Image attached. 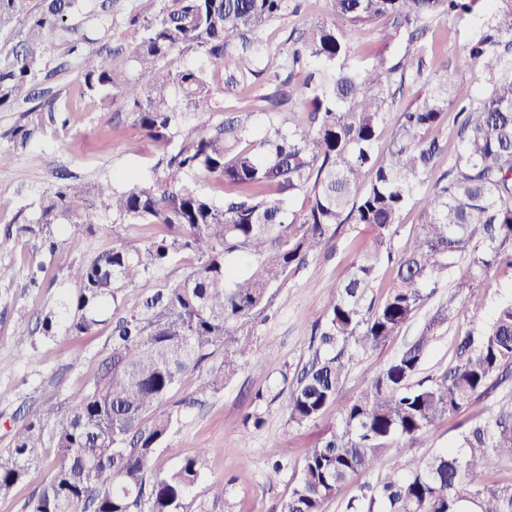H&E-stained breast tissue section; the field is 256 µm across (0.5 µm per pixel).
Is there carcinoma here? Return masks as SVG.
Wrapping results in <instances>:
<instances>
[{
    "label": "carcinoma",
    "instance_id": "obj_1",
    "mask_svg": "<svg viewBox=\"0 0 512 512\" xmlns=\"http://www.w3.org/2000/svg\"><path fill=\"white\" fill-rule=\"evenodd\" d=\"M88 0H0V35L13 41L0 55V112L57 113L53 96L42 103L37 86L50 73L53 42L83 61L81 94L120 102L157 144L148 177L116 185L79 179L54 186L32 203L36 217L18 210L16 232L42 240L54 252V227L161 224L168 233L143 247L113 243L88 265L70 267L64 332L80 337L97 314L118 303L122 290L175 258L197 264L177 284L155 291L141 312L112 330L111 348L89 391L69 403H43L21 416L0 448V496L8 495L46 462L51 475L23 512H179L203 477L202 448L174 469L158 471L155 454L177 421L167 396L211 351L224 348V365L210 373L191 405L224 388L252 352L249 328L271 309L288 269L328 246L349 224L373 233L344 282L327 287L328 304L314 330L311 360L288 380V421L316 422L337 405L339 416L321 443L306 449L291 496L279 512H324L342 486L375 477L351 498L347 512H512V482L488 481L489 456L512 465V413L475 420L461 449L416 458L411 449L437 422L459 413L502 380L512 366V301L502 304L478 335L458 343L459 362L429 384L413 383L437 331L457 315L462 298L494 266L512 267V0H332V14L294 39L282 59L286 77L258 96L267 124L253 136L252 111L226 123L193 121L212 111L213 77L204 66H174V53L197 52L228 72V82L258 76L267 55L264 35L288 14L290 0H141L126 24L139 38L119 56L85 53L89 39L70 20ZM468 23L471 36L454 71L397 115L379 146L397 95L423 78L418 42L428 25ZM388 23L383 39L393 56L363 55L348 31ZM134 71L137 76L128 75ZM476 70L480 90L454 92L456 73ZM298 105L297 128L279 121L281 107ZM454 111L457 147L430 194H419L444 147L429 131ZM39 126L10 131L25 149ZM221 192L205 191L201 182ZM418 212L409 243L392 240L407 207ZM253 258L239 274L226 256ZM392 270L386 295L372 296L382 263ZM454 297L440 304L417 339L380 368L352 399L341 398L356 358L384 345L414 316L447 271ZM391 453L401 460L387 469ZM265 479L286 466L281 449L267 453Z\"/></svg>",
    "mask_w": 512,
    "mask_h": 512
}]
</instances>
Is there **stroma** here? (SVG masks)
Here are the masks:
<instances>
[{
	"label": "stroma",
	"mask_w": 512,
	"mask_h": 512,
	"mask_svg": "<svg viewBox=\"0 0 512 512\" xmlns=\"http://www.w3.org/2000/svg\"><path fill=\"white\" fill-rule=\"evenodd\" d=\"M137 0H112L115 23L111 30L98 28L87 15L74 20L80 33L90 38L96 51L127 49L136 40L133 30L122 20ZM331 13L330 0H299L297 13L287 15L266 33L269 53L263 65L275 70L281 63V51L291 31H301ZM465 27L441 22L433 24L422 40V57L428 70L453 57L456 48L468 38ZM63 44H56L54 57L60 67L45 82L69 109V124L61 126L49 113H32L39 123L37 139L26 149H14L9 137L18 122L15 112H0V198L9 206L0 209V448L7 447L14 417L20 410L47 399H70L91 386L110 350L112 327L121 317L139 310L149 294L171 287L194 265L195 259L182 255L169 265L152 272L122 291L118 305L109 306L101 315L94 332L72 339L59 335L44 338L36 324L47 311L58 309L69 283L71 265L88 262L109 250L114 237L140 247L164 231L160 224H122L114 233L88 230L62 224L54 229L57 249L45 253L39 239L16 235L15 215L19 206L35 201L62 177L75 176L86 181H118L130 173L144 178L158 152L146 138L132 115L112 104L100 111L97 103L81 98L79 60L65 56ZM224 71H217L214 120L232 117L237 109L253 108L252 124L262 130L267 117L256 97L267 87L264 77H256L249 86L234 88L224 84ZM117 127L125 146L113 150L108 131ZM81 240L79 249H71V235ZM372 239L363 225L344 227L325 251L308 258L303 266L288 270L275 290L273 314L256 321L251 329L254 352L251 361L225 385L223 391L204 405L182 413L157 451V466L167 471L176 467L198 449H210L209 469L185 497L180 512H279L297 479L298 463L306 448L324 437L338 417L336 407H328L314 423L289 424L287 399L279 397L255 405L256 392L276 388L281 370L296 374L308 360L314 325L323 317L326 285L340 282L358 256L361 247ZM453 273H444L435 294L415 316L384 346L360 356L354 363L343 389L344 398L354 397L375 371L391 360L419 333L433 306L446 300L452 291ZM512 300V267L501 265L490 270L477 288L462 301L451 326L438 331L427 351L419 379L441 378L457 360L460 337L483 329L497 308ZM267 363L266 371L254 369V362ZM260 412L261 427L247 424V415ZM512 412V379L490 390L480 400L466 404L458 415L438 422L423 436L413 453L417 456L458 445L465 424L475 416ZM284 448L289 466L276 483L264 477L265 455L270 446ZM215 481L224 482L226 494L221 503H212L206 490Z\"/></svg>",
	"instance_id": "1"
}]
</instances>
